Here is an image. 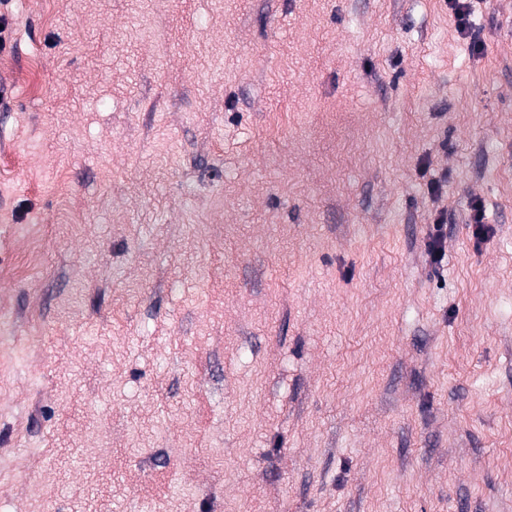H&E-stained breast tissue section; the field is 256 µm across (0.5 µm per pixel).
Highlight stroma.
<instances>
[{
	"label": "stroma",
	"mask_w": 512,
	"mask_h": 512,
	"mask_svg": "<svg viewBox=\"0 0 512 512\" xmlns=\"http://www.w3.org/2000/svg\"><path fill=\"white\" fill-rule=\"evenodd\" d=\"M470 21L0 0V512H512V0Z\"/></svg>",
	"instance_id": "obj_1"
}]
</instances>
